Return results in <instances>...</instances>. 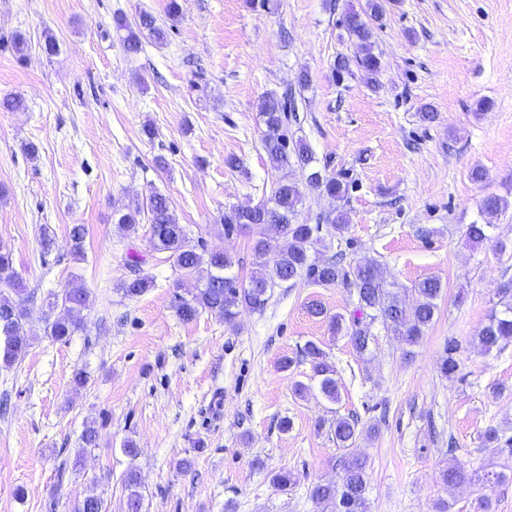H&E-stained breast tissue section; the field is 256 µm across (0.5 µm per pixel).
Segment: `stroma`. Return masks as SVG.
Listing matches in <instances>:
<instances>
[{"label": "stroma", "instance_id": "35a3bbf8", "mask_svg": "<svg viewBox=\"0 0 512 512\" xmlns=\"http://www.w3.org/2000/svg\"><path fill=\"white\" fill-rule=\"evenodd\" d=\"M178 2L173 20L168 0H0V101L26 104L0 108V250L33 295L29 351L0 368V512H72L89 494L119 507L132 466L144 512H322L309 487L338 481L354 454L368 464V512H473L481 494L490 512H512V481L490 479L512 452L483 442L490 428L512 438V344L488 355L478 346L499 288L512 286V0H385L376 92L335 72L338 57L358 52L344 12L364 0ZM144 11L167 40L127 55L114 18ZM18 34L29 44L22 60ZM287 88L289 137L350 185L342 201L305 192L299 220L322 227L312 256L376 262L402 293L438 277V310L419 344L376 321L358 354L329 324L351 314L355 293L304 281L274 288L263 311L241 310L231 324L207 312L181 321L174 298L195 278L154 249L148 224L119 230L118 211L160 192L191 239L230 254L249 279L254 233L228 239L217 225L226 206L268 199L280 178L258 111L263 95ZM425 106L434 122L420 121ZM231 155L240 170L225 166ZM491 195L507 207L489 239L470 244L465 227ZM335 211L348 224L341 236L324 226ZM73 224L87 228L79 261ZM133 255L154 286L129 299L119 286ZM75 280L91 293L85 328L56 342L45 334L49 304ZM314 302L325 316L310 313ZM311 341L336 371L338 402L318 390L303 356ZM452 341L461 367L448 378L440 365ZM80 369L89 381L78 389ZM351 415L360 434L338 447L328 426ZM88 423L98 439L84 450ZM127 439L137 458L122 453ZM456 464L470 479L451 488L443 472ZM281 471L295 485L275 483Z\"/></svg>", "mask_w": 512, "mask_h": 512}]
</instances>
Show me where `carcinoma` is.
I'll return each instance as SVG.
<instances>
[{
	"mask_svg": "<svg viewBox=\"0 0 512 512\" xmlns=\"http://www.w3.org/2000/svg\"><path fill=\"white\" fill-rule=\"evenodd\" d=\"M385 11L384 0H367L365 7L348 11L343 25L349 37L354 40L360 53L354 58L341 57L336 61V75L343 77L358 70L364 74L367 86L376 91L381 87L380 58L373 52L374 28L379 25ZM116 30L126 31L121 37L123 49L128 54L142 51L140 34L148 31L156 42L166 39L165 29L157 25L149 13L139 16L135 24L118 16L114 19ZM295 111L288 106V99L274 93L265 95L260 103V118L265 126L263 146L273 168L286 170L297 167L301 170L308 190L326 194L343 200L349 192L347 182L322 173L314 166V157L309 147L302 143L290 142L288 138V113ZM303 193L294 182L280 179L276 183L270 199L262 201L249 210L235 206L224 208L221 217V230L224 236L239 234L243 225L264 226L274 224L278 239L271 240L259 233L253 241L252 251L259 266L244 281L235 276L231 269L234 262L224 252H214L203 242L188 245L189 229L178 223L170 208L167 197L153 192L141 200L128 205L120 213L117 224L127 234L137 231L142 222L150 224L151 242L154 249L170 253L175 259V267L183 276H197L201 285L189 297L180 296L175 301L176 313L183 321L196 319L201 313L209 312L224 318V322H234L238 309L248 307L262 310L270 297L272 288L287 282L304 280L320 286L342 285L356 293L357 306L350 319L342 315L330 318L331 328L336 333L347 332L356 352L363 356L369 351L372 337L361 327L364 315L372 320L381 319L383 324L398 332L410 345L418 344L426 329L433 322L437 309L436 300L442 290L440 279L428 277L413 288L412 304L398 293L386 287L380 267L366 265H344L343 259L318 262L311 258L310 244L318 224L299 222V206ZM506 208V202L497 196L483 200L481 213L488 218L483 224H469L465 230L467 240L479 244L490 236L494 228L492 219ZM86 228L74 224L69 230L73 256L84 257L83 242ZM153 286V280L139 274L125 279L120 289L127 297H137ZM11 292L14 297L5 295ZM501 309H495L483 328L479 342L484 353L501 350L512 343V288L499 289ZM28 298L13 269L10 253L0 251V367L10 368L21 362L30 348V337L24 331L28 316ZM63 305L68 311L87 309L92 304L91 293L84 285L73 283L55 296L53 305ZM84 328L77 318L58 317L46 326V335L58 342H66ZM458 346L448 345V356L441 364L443 375L453 377L459 371ZM306 360L319 378L323 395L335 402L339 389L335 378L336 371L326 360V354L319 345L310 342L304 348ZM359 421L354 417H340L332 424V434L338 446L350 448L359 434ZM122 482L128 491L123 500V512H142V495L139 492L140 475L131 467L123 475ZM366 461L358 457L346 459L341 481L338 484L316 482L309 488L310 498L317 504L330 506L331 512H367ZM73 512H110L108 502L98 495H86L75 502Z\"/></svg>",
	"mask_w": 512,
	"mask_h": 512,
	"instance_id": "1",
	"label": "carcinoma"
}]
</instances>
